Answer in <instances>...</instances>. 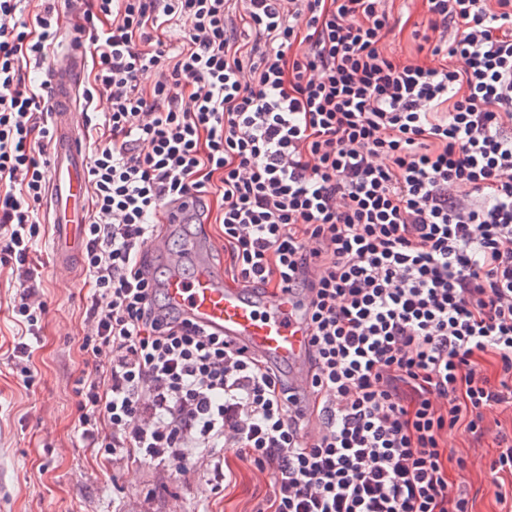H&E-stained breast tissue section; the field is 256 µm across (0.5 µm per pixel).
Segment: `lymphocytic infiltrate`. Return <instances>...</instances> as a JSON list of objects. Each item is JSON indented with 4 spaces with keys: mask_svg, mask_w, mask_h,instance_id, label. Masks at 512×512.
<instances>
[{
    "mask_svg": "<svg viewBox=\"0 0 512 512\" xmlns=\"http://www.w3.org/2000/svg\"><path fill=\"white\" fill-rule=\"evenodd\" d=\"M423 3L438 69L385 53V0H92L75 42L85 103L107 107L86 133L80 349L108 361L78 381L82 442L178 472L230 450L269 479L253 512H472L448 435L512 410V0ZM59 34L58 0H0V269L25 361ZM212 194L233 281L308 301L305 394L167 311L146 271L165 209ZM489 473L507 505L512 432Z\"/></svg>",
    "mask_w": 512,
    "mask_h": 512,
    "instance_id": "1",
    "label": "lymphocytic infiltrate"
}]
</instances>
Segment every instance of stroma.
Listing matches in <instances>:
<instances>
[{"label": "stroma", "instance_id": "1", "mask_svg": "<svg viewBox=\"0 0 512 512\" xmlns=\"http://www.w3.org/2000/svg\"><path fill=\"white\" fill-rule=\"evenodd\" d=\"M387 7L404 22L389 35L387 53L441 67V57L416 52L413 32L426 23L421 0H387ZM38 259L44 264L40 296L45 315L29 361L30 385L10 357L16 332L11 303L18 281L10 271L0 272V512H251L267 481L233 458L230 485L213 491V465L222 450L200 452L188 470L177 474L127 458L101 457L80 441L75 383L99 367L79 349L91 329L90 293L79 272L56 273L53 233H46Z\"/></svg>", "mask_w": 512, "mask_h": 512}]
</instances>
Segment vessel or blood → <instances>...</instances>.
<instances>
[{"mask_svg":"<svg viewBox=\"0 0 512 512\" xmlns=\"http://www.w3.org/2000/svg\"><path fill=\"white\" fill-rule=\"evenodd\" d=\"M81 68L76 45H69L57 55L49 81L54 138L47 214L55 229V266L61 273L72 264L88 217ZM150 247L166 261L163 291L167 303L182 317L269 360L296 389H308L311 328L305 301L227 285L211 265L203 239L188 241L183 250L173 252L161 234Z\"/></svg>","mask_w":512,"mask_h":512,"instance_id":"vessel-or-blood-1","label":"vessel or blood"}]
</instances>
